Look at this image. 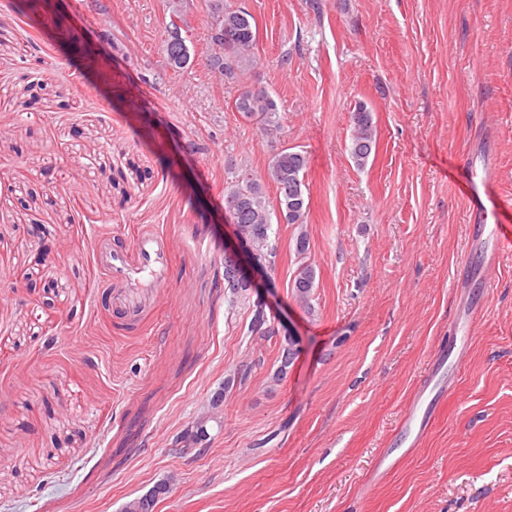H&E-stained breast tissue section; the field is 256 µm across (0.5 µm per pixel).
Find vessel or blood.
Listing matches in <instances>:
<instances>
[{
  "instance_id": "1",
  "label": "vessel or blood",
  "mask_w": 512,
  "mask_h": 512,
  "mask_svg": "<svg viewBox=\"0 0 512 512\" xmlns=\"http://www.w3.org/2000/svg\"><path fill=\"white\" fill-rule=\"evenodd\" d=\"M493 183L490 158L472 157L469 173L459 191L468 205V242L482 272L498 266L504 257L512 256V224L507 221L512 203L497 198ZM167 248L166 237L156 233L139 237L128 251L100 244L94 253V261L106 280L128 282L133 275L145 273L152 277L154 285L160 286L167 278ZM446 357V352H439L427 375L417 384L404 407L397 433L378 452L374 468L376 477H384L392 471L406 449L418 447L427 433L432 415L421 412L420 403L431 383L442 382Z\"/></svg>"
}]
</instances>
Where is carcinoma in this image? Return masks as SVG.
<instances>
[{
    "instance_id": "1",
    "label": "carcinoma",
    "mask_w": 512,
    "mask_h": 512,
    "mask_svg": "<svg viewBox=\"0 0 512 512\" xmlns=\"http://www.w3.org/2000/svg\"><path fill=\"white\" fill-rule=\"evenodd\" d=\"M210 9V53L207 66L225 80L241 84L240 93L233 103L235 111L244 120L256 125L263 141L273 147L263 173L246 171L224 186V212L238 225V234L246 240L251 252L264 260L267 270L271 272L276 269L278 255L277 244L271 241L273 223L292 224L299 228L295 252L304 262L296 270L292 289L296 299L311 313L314 311L312 300L316 269L312 263L305 261L310 246L306 225L309 158L288 147H275L282 131L277 102L266 88L248 83V76L260 64L254 17L228 0H210ZM164 52L167 66L176 73L186 71L194 61L187 38L182 34V27L174 18L166 27ZM352 121L349 153L356 166L363 168L376 143V127L371 111L363 103L356 106ZM268 183L276 188L274 208L270 207L265 192ZM236 266L235 260L224 257V281L234 294L244 296L249 285L239 278ZM295 357L294 343L285 341L275 379L286 375Z\"/></svg>"
}]
</instances>
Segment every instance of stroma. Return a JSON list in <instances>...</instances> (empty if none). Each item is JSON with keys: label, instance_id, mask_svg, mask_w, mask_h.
Wrapping results in <instances>:
<instances>
[{"label": "stroma", "instance_id": "stroma-1", "mask_svg": "<svg viewBox=\"0 0 512 512\" xmlns=\"http://www.w3.org/2000/svg\"><path fill=\"white\" fill-rule=\"evenodd\" d=\"M0 0V512H512V258L419 448L377 453L457 314L458 183L488 145L512 200V0H235L259 30L283 145L306 151L314 313L289 286L297 234L247 298L224 289V186L270 153L203 64L208 0ZM181 14L195 62L168 68ZM377 126L366 167L352 115ZM170 240L135 319L101 296L100 238ZM262 303L270 335L249 332ZM303 349L283 380L276 336ZM208 422L205 449L176 444ZM353 131L349 153L357 167L367 165L376 143V127L373 124L371 111L364 103H359L352 115Z\"/></svg>", "mask_w": 512, "mask_h": 512}]
</instances>
